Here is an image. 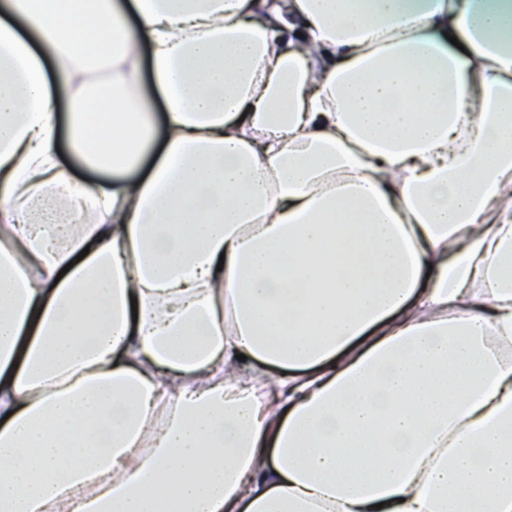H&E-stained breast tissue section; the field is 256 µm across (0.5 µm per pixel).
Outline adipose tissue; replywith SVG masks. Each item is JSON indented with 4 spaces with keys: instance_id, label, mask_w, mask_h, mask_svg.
Wrapping results in <instances>:
<instances>
[{
    "instance_id": "1",
    "label": "adipose tissue",
    "mask_w": 512,
    "mask_h": 512,
    "mask_svg": "<svg viewBox=\"0 0 512 512\" xmlns=\"http://www.w3.org/2000/svg\"><path fill=\"white\" fill-rule=\"evenodd\" d=\"M0 512H512V0H0ZM144 92L150 98L151 112L154 113L158 137L162 134L163 128V102L155 89L154 78L151 69H146L144 73Z\"/></svg>"
}]
</instances>
